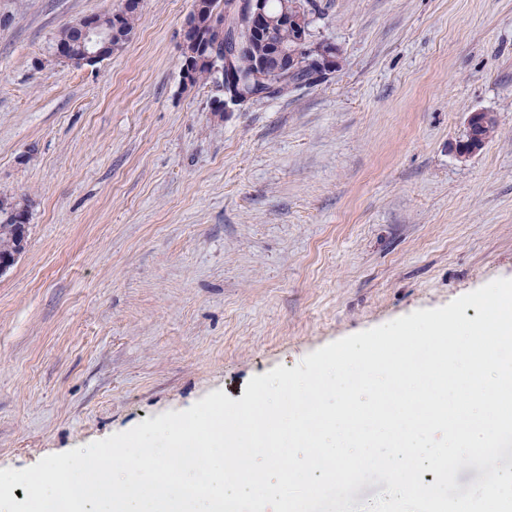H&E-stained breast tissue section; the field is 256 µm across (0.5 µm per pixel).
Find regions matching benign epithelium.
<instances>
[{
	"instance_id": "1",
	"label": "benign epithelium",
	"mask_w": 512,
	"mask_h": 512,
	"mask_svg": "<svg viewBox=\"0 0 512 512\" xmlns=\"http://www.w3.org/2000/svg\"><path fill=\"white\" fill-rule=\"evenodd\" d=\"M276 26H288L295 29L297 42H307L306 56H301L293 47L278 45L266 60L258 63L257 76L263 78L267 71L272 70L281 76L279 83L267 90L258 91L242 100L235 96L236 74L233 68L235 58L245 48L247 40L263 33H268ZM72 27L78 39L73 42L56 44L58 57L77 65H93L106 59L112 50V42L128 39L122 18L112 16L108 32H103L95 16L83 17ZM304 23L301 15L296 13V6L283 7L276 17L267 15L265 0H234L231 17L224 20V109L247 106L272 95L281 87L292 82L295 73L303 68L313 67L318 75H326L336 69V48L327 42L314 43L304 36ZM183 55L188 62H206L211 64L217 60L216 53L209 52L204 44V35L195 22L186 24L183 36ZM486 113L472 112L466 120V138L459 142L456 151L461 159H467L479 151L485 141L474 134L479 124H484ZM7 213L4 219L23 228L28 223V207L19 201L5 204ZM21 231H16L10 242L0 247V276L10 270L18 256L23 252L24 243L20 242Z\"/></svg>"
}]
</instances>
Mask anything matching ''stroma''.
<instances>
[{
  "mask_svg": "<svg viewBox=\"0 0 512 512\" xmlns=\"http://www.w3.org/2000/svg\"><path fill=\"white\" fill-rule=\"evenodd\" d=\"M121 0H0V469L184 410L512 278V0H316L338 67L217 112L183 85L193 0H142L94 65L61 29ZM495 131L462 160L469 113ZM4 206L7 210V213L4 215V223L8 220L12 221L13 224H16L14 227L17 225L21 226L22 228L27 227L29 211L27 205L24 202L21 203L20 201H10V203H4ZM13 224H1L0 220V243L8 240L11 237L12 232L15 231V228H11ZM21 231L17 229L15 236L11 238L10 242L0 247V276L4 275L10 270L18 256L23 252L24 243L20 242Z\"/></svg>",
  "mask_w": 512,
  "mask_h": 512,
  "instance_id": "stroma-1",
  "label": "stroma"
}]
</instances>
